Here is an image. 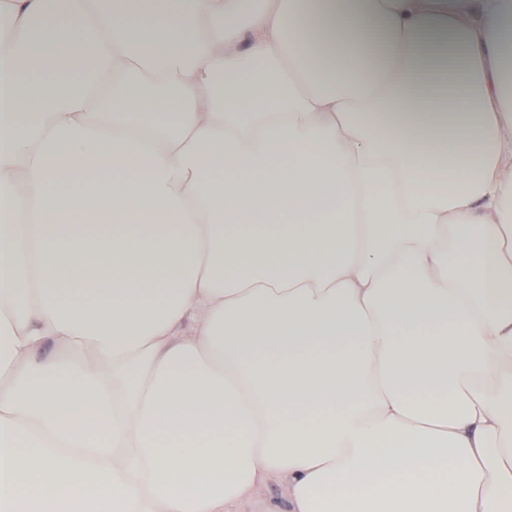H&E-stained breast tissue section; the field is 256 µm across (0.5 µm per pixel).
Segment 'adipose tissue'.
Masks as SVG:
<instances>
[{
	"label": "adipose tissue",
	"instance_id": "1",
	"mask_svg": "<svg viewBox=\"0 0 512 512\" xmlns=\"http://www.w3.org/2000/svg\"><path fill=\"white\" fill-rule=\"evenodd\" d=\"M273 476L512 512V0H0V512Z\"/></svg>",
	"mask_w": 512,
	"mask_h": 512
}]
</instances>
